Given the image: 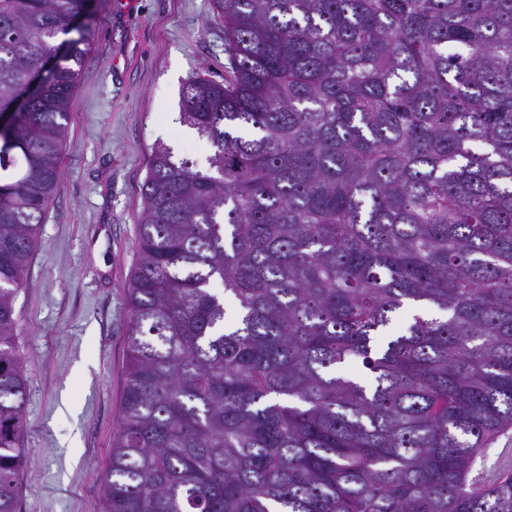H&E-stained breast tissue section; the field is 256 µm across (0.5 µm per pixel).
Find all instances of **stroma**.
Here are the masks:
<instances>
[{
  "label": "stroma",
  "instance_id": "obj_1",
  "mask_svg": "<svg viewBox=\"0 0 512 512\" xmlns=\"http://www.w3.org/2000/svg\"><path fill=\"white\" fill-rule=\"evenodd\" d=\"M227 65L210 0L95 2L62 174L15 302L27 390L17 512H106L141 185L157 143L205 163L208 145L177 120L180 92L199 74L223 81ZM472 473H512V429Z\"/></svg>",
  "mask_w": 512,
  "mask_h": 512
}]
</instances>
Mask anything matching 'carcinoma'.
<instances>
[{
    "mask_svg": "<svg viewBox=\"0 0 512 512\" xmlns=\"http://www.w3.org/2000/svg\"><path fill=\"white\" fill-rule=\"evenodd\" d=\"M94 4L0 0V512ZM211 8L228 76L180 93L207 165L159 143L142 185L107 512H512V473L469 480L512 428V0Z\"/></svg>",
    "mask_w": 512,
    "mask_h": 512,
    "instance_id": "obj_1",
    "label": "carcinoma"
}]
</instances>
